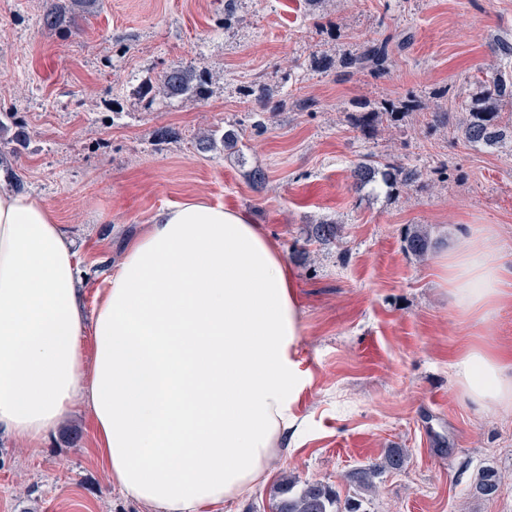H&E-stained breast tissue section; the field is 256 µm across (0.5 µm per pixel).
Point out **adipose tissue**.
<instances>
[{
  "instance_id": "1",
  "label": "adipose tissue",
  "mask_w": 512,
  "mask_h": 512,
  "mask_svg": "<svg viewBox=\"0 0 512 512\" xmlns=\"http://www.w3.org/2000/svg\"><path fill=\"white\" fill-rule=\"evenodd\" d=\"M491 234L436 260L470 314L512 299ZM300 323L293 273L245 211L160 210L89 307L54 211L0 191V436L34 452L88 413L109 482L156 512H205L269 477L301 425ZM450 368L473 404L512 407V359L473 347Z\"/></svg>"
}]
</instances>
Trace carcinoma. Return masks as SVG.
Here are the masks:
<instances>
[{
  "label": "carcinoma",
  "mask_w": 512,
  "mask_h": 512,
  "mask_svg": "<svg viewBox=\"0 0 512 512\" xmlns=\"http://www.w3.org/2000/svg\"><path fill=\"white\" fill-rule=\"evenodd\" d=\"M93 0H66L60 6L53 4L42 17L44 25L56 27L62 13H77L86 10ZM390 61L388 45L385 42L368 46L360 55L347 59L349 66L355 69H368L382 73ZM205 81L196 70L174 63L167 67L156 83L157 92L167 97H181L200 100L204 96ZM512 107V83L496 74L486 76L480 82V90L473 95L468 104V120L461 129V137L470 144L492 145L504 135L505 126L512 125V113L504 115L506 107ZM239 130L235 127L214 129L204 134L195 142L197 150L211 152L226 147H233L238 142ZM381 178L384 185L394 187L398 184L408 186L415 183L419 173L406 169L398 162H380L371 158L358 162L352 169L354 184L358 187ZM338 237V226L321 222L311 227L310 238L330 243ZM430 241L426 232L415 230L405 237L407 251L424 256L428 253ZM404 463L403 455L393 451L381 462H372L350 474V478L360 486L371 489L375 479L387 469H399ZM274 512H359L356 507L344 511L337 507L336 495L318 481H306L298 491L286 485L280 490Z\"/></svg>",
  "instance_id": "obj_1"
}]
</instances>
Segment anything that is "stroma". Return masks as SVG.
Here are the masks:
<instances>
[{
  "label": "stroma",
  "instance_id": "1",
  "mask_svg": "<svg viewBox=\"0 0 512 512\" xmlns=\"http://www.w3.org/2000/svg\"><path fill=\"white\" fill-rule=\"evenodd\" d=\"M44 6L0 0V109L16 115L0 183L13 169L78 240L87 304L141 225L188 200L251 212L295 274L303 425L269 480L215 512H273L283 483L312 480L363 512H512V409L474 405L449 369L472 345L512 351V300L466 319L436 267L481 224L512 263V138L459 137L483 73L512 78L497 51L512 0H95L56 28ZM387 36L384 75L342 64ZM173 63L207 73L205 99L133 95ZM266 97L280 108L258 128ZM385 104L395 120L356 128L359 107ZM228 125L243 130L235 148L196 150ZM368 156L420 177L354 189ZM325 220L336 242L309 240ZM417 227L423 257L404 249ZM92 441L85 413L34 455L1 437L0 512H149L112 487ZM394 448L401 469L370 491L350 482ZM484 471L494 494L477 488Z\"/></svg>",
  "mask_w": 512,
  "mask_h": 512
}]
</instances>
